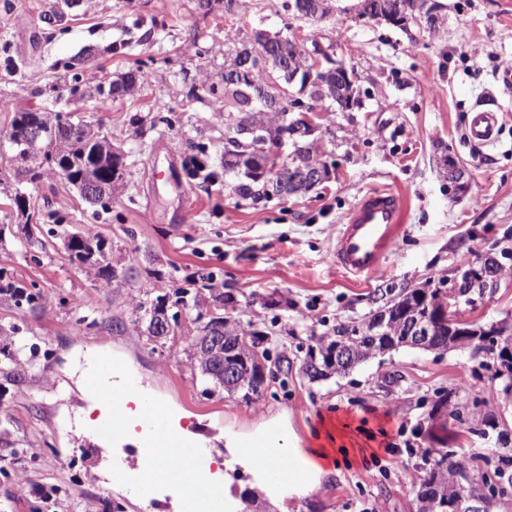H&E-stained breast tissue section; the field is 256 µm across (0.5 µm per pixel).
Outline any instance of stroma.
<instances>
[{"label":"stroma","instance_id":"stroma-1","mask_svg":"<svg viewBox=\"0 0 512 512\" xmlns=\"http://www.w3.org/2000/svg\"><path fill=\"white\" fill-rule=\"evenodd\" d=\"M52 2L0 0V155L12 154L7 135L15 110H75L111 133L126 168L111 213L100 217L65 179L49 186L0 182V269L46 297L45 309L33 314L0 301V326H17L41 353L38 369L0 377V512H105L110 502L146 512L125 487L106 486L102 470L112 459L75 424L86 400L72 366L99 356L120 361L179 414L181 426L235 433L280 417L301 447L340 449V470L311 496L289 502L288 512H418L423 459L432 449L479 460L512 451V399L470 351L401 347L344 375L312 381L303 374L318 336L364 319L381 305L382 289L424 287L451 273L464 253L477 260L512 252V82L499 67L512 59V0H435L432 31L422 21L404 31L357 18V0H331L322 23L300 21L304 34L338 39L337 55L366 95L360 108L320 115L326 131L318 146L329 178L307 194L264 204L226 190L206 193L185 171V140L210 142L212 175L228 183L220 161L224 126L201 77L221 79L228 27L279 31L281 0H239L232 19L224 0H211L206 10L198 0H76L61 27L40 19ZM154 18L161 24L145 39L131 37L134 20ZM119 43L123 52L112 53ZM87 46L95 55L67 70ZM20 59L25 69L13 70ZM139 67L149 74L140 94L101 103L98 86ZM487 97L506 113L496 145L479 150L466 138V115ZM169 115L173 126L162 125ZM449 158L466 170L462 190L448 188ZM375 188L404 199L403 231L380 280L324 262L349 210ZM19 193L28 210L63 217L56 236L42 224L33 229L38 245L20 241ZM187 208L194 213L189 224L182 221ZM88 224L119 271L111 286L69 260L65 236ZM196 271L223 281L241 302L234 319L267 333L288 360L287 370L271 372L259 402L204 395L181 337L152 341L132 330L130 295L183 287ZM88 301L96 323L76 330ZM462 312L482 323L512 322V273ZM446 393L459 419L434 415Z\"/></svg>","mask_w":512,"mask_h":512}]
</instances>
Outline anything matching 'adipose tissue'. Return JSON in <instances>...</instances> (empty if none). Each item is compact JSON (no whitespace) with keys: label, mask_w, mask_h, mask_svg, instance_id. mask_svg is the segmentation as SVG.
<instances>
[{"label":"adipose tissue","mask_w":512,"mask_h":512,"mask_svg":"<svg viewBox=\"0 0 512 512\" xmlns=\"http://www.w3.org/2000/svg\"><path fill=\"white\" fill-rule=\"evenodd\" d=\"M225 441L235 463L247 472L254 475L256 466L266 467L265 477L254 475L253 486L280 512H287L290 499L314 493L340 465L332 449L303 448L293 442L287 424L276 418L261 421L254 430L226 436Z\"/></svg>","instance_id":"adipose-tissue-1"}]
</instances>
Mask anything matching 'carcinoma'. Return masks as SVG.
<instances>
[{
  "mask_svg": "<svg viewBox=\"0 0 512 512\" xmlns=\"http://www.w3.org/2000/svg\"><path fill=\"white\" fill-rule=\"evenodd\" d=\"M372 16L381 10L409 13L417 0H364ZM281 9L288 22L273 34L270 41L273 63L277 64L275 77L280 86L290 87L292 76L298 70L299 59L290 48L289 39L293 36L292 21L301 19L299 0H282ZM244 33L236 43L228 47L237 62L244 64L242 76L209 85L208 93L219 110L216 120L224 123V171L233 175L230 191L237 197L259 204L273 198H285L295 192L306 193L320 184L323 176H314L312 167L321 162L317 157L315 139L308 130L295 128L293 118L301 111V104L317 112H339L341 101L359 99V90L353 74H334L323 86H312L306 94L297 99L282 98L277 105L269 103L277 89L268 85L269 75L255 63H246L248 56ZM147 72L140 69L129 72L108 86L97 89L105 101L133 95L135 89L146 82ZM269 117L273 129L267 138L252 140L245 134L249 122ZM298 140L300 147L295 155L285 161L287 168L277 178L266 169L278 164V148L281 141ZM9 142L12 156L0 165V175L11 170L15 176H24L32 184L50 183L57 178H65L76 187L97 214H108L112 209V197L116 186L123 180L125 163L123 157L112 148V137L99 127L84 119L62 117L58 112H38L20 109L13 113ZM189 157V176L201 180L203 188L222 190L223 186L206 173L210 152L207 143L186 141ZM66 248L73 264L96 265L108 286L118 277V271L107 262L106 242L95 230L87 227L84 231L68 237ZM188 287L174 288L170 292L154 297L135 295L131 298L133 309L139 318L133 322V330L145 332L149 338L166 334L175 336L183 333L182 311L196 312L193 322L197 324L195 335L187 337L191 354L190 366L198 371L205 385L204 392L212 394L218 390L240 395L241 399L256 403L261 399L259 383L247 377L256 371L254 360L247 348L239 343V337L246 330L231 324L224 317V305L235 302V297L214 287L213 273H192L185 277ZM425 288H405L379 306L385 317L387 329L396 331L415 321L432 323L430 348L449 350L448 336L451 329L448 322L434 316L425 304ZM0 299L7 300L23 311L35 313L45 307V299L36 288L16 286L6 273L0 270ZM376 315L371 314L357 323L339 324L318 337L316 344L309 348L304 374L314 380L312 370L318 365H326L320 377L344 375L360 363L386 353L372 336ZM172 324V331L160 330L161 321ZM219 343L220 353L205 355L206 344ZM342 346L343 358L336 367L327 364L320 352L324 345ZM36 346L22 343L14 351L0 350V371L11 377L19 371L37 366L34 357ZM425 469L416 498L418 512H443L448 498V473L457 472L463 482L473 479L475 466L465 455L450 456L442 450L435 451V457L426 461ZM494 477L502 483L503 494L512 497V456H500L490 474L482 476V481Z\"/></svg>",
  "mask_w": 512,
  "mask_h": 512,
  "instance_id": "cac0c4a2",
  "label": "carcinoma"
}]
</instances>
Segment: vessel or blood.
Masks as SVG:
<instances>
[{"mask_svg":"<svg viewBox=\"0 0 512 512\" xmlns=\"http://www.w3.org/2000/svg\"><path fill=\"white\" fill-rule=\"evenodd\" d=\"M503 110L489 101L476 102L468 114L467 138L477 146L495 145ZM404 201L395 191L378 189L360 196L337 237L328 261L354 276H381L384 260L403 227ZM110 380L112 390L104 397L101 418L86 426L88 434L113 444L112 478L135 496L150 500L160 490L179 489L180 512H227L223 497L201 489L182 487L177 472L158 460L156 445L184 448L192 469L207 472L210 450L205 442L189 443L168 423L166 414L145 393L139 381L122 373L108 360L99 361L92 382ZM150 472L143 482L137 470Z\"/></svg>","mask_w":512,"mask_h":512,"instance_id":"1","label":"vessel or blood"}]
</instances>
